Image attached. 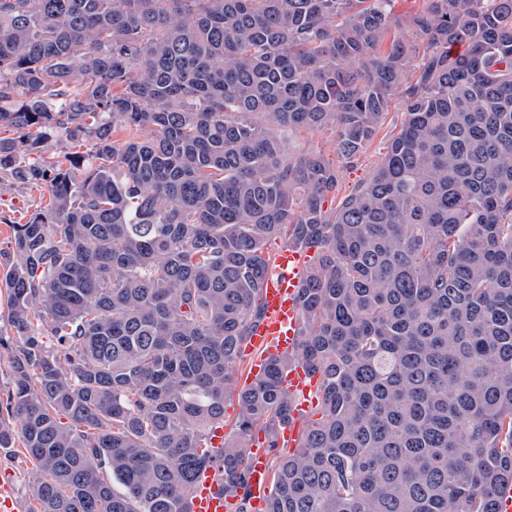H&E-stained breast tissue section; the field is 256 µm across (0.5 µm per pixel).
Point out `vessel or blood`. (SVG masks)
Returning <instances> with one entry per match:
<instances>
[{
    "instance_id": "1",
    "label": "vessel or blood",
    "mask_w": 512,
    "mask_h": 512,
    "mask_svg": "<svg viewBox=\"0 0 512 512\" xmlns=\"http://www.w3.org/2000/svg\"><path fill=\"white\" fill-rule=\"evenodd\" d=\"M307 252L284 248L274 257V268L269 273L262 291L265 319L251 340L252 373H262L270 357L290 353L298 346V322L300 313V288L309 262ZM282 385L292 399V417L284 430L285 440H295L300 420L306 413L318 391V378L303 367L284 374ZM271 471L263 448L253 447L250 455V483L253 505H260L271 488ZM224 478L220 470L203 471L189 496V512H228L221 486Z\"/></svg>"
}]
</instances>
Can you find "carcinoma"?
<instances>
[{
  "mask_svg": "<svg viewBox=\"0 0 512 512\" xmlns=\"http://www.w3.org/2000/svg\"><path fill=\"white\" fill-rule=\"evenodd\" d=\"M397 2L0 0V179L48 194L0 251V450L22 445L33 512H188L209 468L253 512L256 431L278 461L263 512H497L512 0ZM394 94L399 131L342 190ZM53 138L90 149L29 163ZM278 238L313 253L299 349L239 388ZM297 362L319 418L285 454Z\"/></svg>",
  "mask_w": 512,
  "mask_h": 512,
  "instance_id": "obj_1",
  "label": "carcinoma"
}]
</instances>
